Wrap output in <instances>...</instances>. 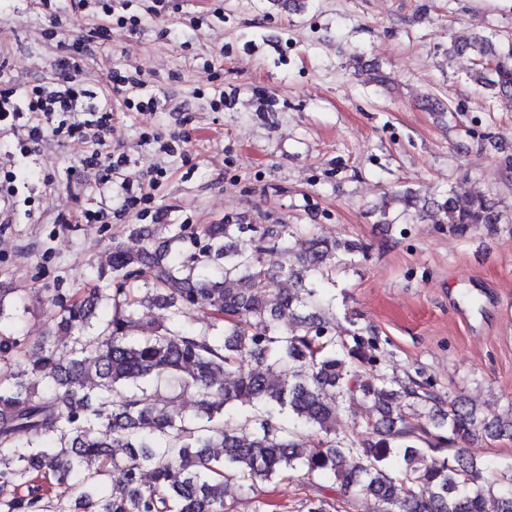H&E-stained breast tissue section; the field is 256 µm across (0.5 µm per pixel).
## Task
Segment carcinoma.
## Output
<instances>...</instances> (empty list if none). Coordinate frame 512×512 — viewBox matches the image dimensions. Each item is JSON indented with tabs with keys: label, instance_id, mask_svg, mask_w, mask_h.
<instances>
[{
	"label": "carcinoma",
	"instance_id": "obj_1",
	"mask_svg": "<svg viewBox=\"0 0 512 512\" xmlns=\"http://www.w3.org/2000/svg\"><path fill=\"white\" fill-rule=\"evenodd\" d=\"M453 51L473 56L471 80L512 97L511 45L476 34ZM433 205L435 223L459 236L501 221L492 197ZM134 233L141 247L112 246L83 294L54 289L34 342L20 324L26 299L0 288V512H229L232 484L295 472L313 492L303 512H512V460L457 448L511 440L512 403L481 418L422 368L389 372L375 328L349 318L338 331L326 317L332 273L358 265L363 247L312 236L295 255L304 224ZM103 302L111 316L100 321ZM147 306L163 320L145 322ZM285 314L295 326L281 324ZM351 401L353 425L339 431ZM179 402L193 412H174ZM414 414L426 424L412 425ZM329 480L342 499L326 496Z\"/></svg>",
	"mask_w": 512,
	"mask_h": 512
}]
</instances>
